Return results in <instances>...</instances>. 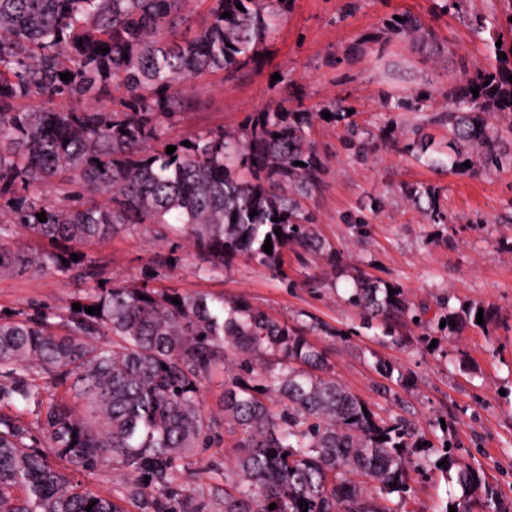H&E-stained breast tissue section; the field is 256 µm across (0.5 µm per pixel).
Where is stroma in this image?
Returning a JSON list of instances; mask_svg holds the SVG:
<instances>
[{"mask_svg":"<svg viewBox=\"0 0 512 512\" xmlns=\"http://www.w3.org/2000/svg\"><path fill=\"white\" fill-rule=\"evenodd\" d=\"M507 9L506 0H464L457 9L443 8L442 0H292L261 68H246L235 78L196 80L192 109L167 129L166 138L176 141L219 126L235 130L253 112L284 100L307 107L340 100L354 109L358 123L374 130L389 118L384 93L407 88L431 95L433 111H443L452 82L486 62L471 18ZM403 12L420 17L424 30L403 40L385 39L389 19ZM343 135L342 127L320 120L312 134L326 172L308 206L320 234L336 247L335 262H303L288 254L282 280L240 258L224 273L206 276L186 239L158 224H136L88 247V255L105 260L97 279L0 275V314L58 312L90 288L115 283L243 297L288 321L312 314L327 329L307 339L323 350L331 376L381 416L396 413L401 400L422 428L447 421L455 454L512 498V223L504 219L512 202V172L448 175L385 150L377 163L364 165L348 156ZM421 182L440 187L453 223H427L407 206L402 187ZM376 195L383 208L374 214L370 201ZM360 216L370 225L365 238L350 226ZM309 268L335 277V284L310 287ZM358 268L399 284L411 306L433 308L446 298L455 308L492 306L496 317L452 335L410 323L402 329V343L383 341L347 302ZM387 365L406 378L394 397L382 391ZM409 485L400 512H443L448 502L462 500L455 478L437 471L412 475Z\"/></svg>","mask_w":512,"mask_h":512,"instance_id":"35a3bbf8","label":"stroma"}]
</instances>
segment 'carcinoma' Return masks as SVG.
<instances>
[{
  "label": "carcinoma",
  "instance_id": "1",
  "mask_svg": "<svg viewBox=\"0 0 512 512\" xmlns=\"http://www.w3.org/2000/svg\"><path fill=\"white\" fill-rule=\"evenodd\" d=\"M194 3L204 8L196 23L189 0H0L1 275L94 279L98 261L82 252L72 260L66 244L104 243L132 224L184 234L206 272L245 258L282 276L290 249L334 258V244L306 205L324 171L311 139L324 111L365 163L383 146L447 174L512 172V121H493L512 114V43L496 46L495 13L472 20L476 33L488 34L495 64L454 82L444 112L428 114L420 94L387 93L391 117L374 133L336 101L280 103L252 113L236 133L205 130L187 137L188 147L173 142L167 154L155 142L188 105L191 83L234 77L257 63L289 0ZM422 28L405 12L385 30L391 40ZM65 72L68 81L60 78ZM109 89L106 105L55 108L59 100L98 101ZM409 113L417 123L402 139L396 130L407 127ZM428 126L445 136L435 139ZM401 192L428 223H453L438 187ZM9 224L61 247L14 248L3 242ZM353 280L348 303L377 321L384 338L399 341V328L425 314L402 289L391 295L364 270ZM80 305L51 317L0 316V402L22 404L49 443L47 451L30 443V429L0 414V512H86L90 503L91 512H302L301 502L307 512H395L392 497L409 491V471L428 466L455 472L480 507L512 512V501L478 468L423 445L414 419L365 413V402L321 375L326 358L306 339L320 329L312 317L290 325L244 299L146 285L114 284ZM89 306L100 314L86 313ZM480 310L489 320V307L456 310L442 301L434 320L454 333L476 324ZM219 373L222 422L198 398L202 383ZM52 385L66 386V396L55 397ZM221 441L234 453L233 467L214 469L218 482L187 487L190 458ZM62 461L85 470L112 466L126 480L104 496L74 484Z\"/></svg>",
  "mask_w": 512,
  "mask_h": 512
}]
</instances>
